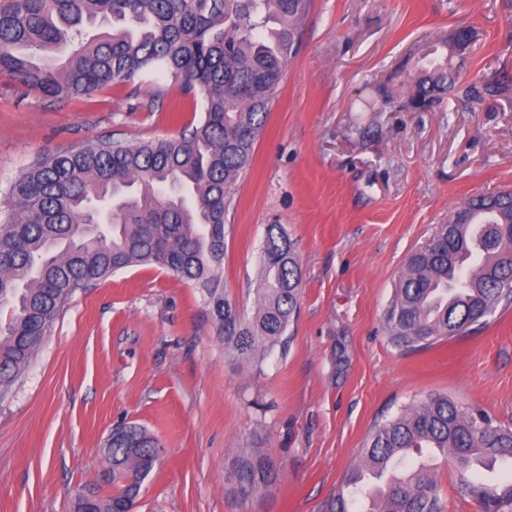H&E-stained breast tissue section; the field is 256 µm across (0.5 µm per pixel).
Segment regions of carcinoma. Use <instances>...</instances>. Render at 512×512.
I'll use <instances>...</instances> for the list:
<instances>
[{"mask_svg": "<svg viewBox=\"0 0 512 512\" xmlns=\"http://www.w3.org/2000/svg\"><path fill=\"white\" fill-rule=\"evenodd\" d=\"M310 0H9L0 8V75L47 99L92 95L168 73L204 109L173 137L129 142L105 136L40 156L8 189L0 222V398L25 373L73 295L132 266L165 268L198 288L224 357L254 364L295 322L302 276L294 242L269 224L259 255L253 312L224 295L226 220L238 182L280 90ZM413 111L440 107L452 90L486 106L512 92V78L464 84L448 42L426 47L409 76ZM107 213L111 227L86 225ZM512 192L477 195L455 206L408 257L385 318L401 352L468 335L512 306ZM464 287H448L465 261ZM452 461L457 492L479 512H512V428L484 410L434 394L402 407L369 434L360 461L330 504L355 512L369 480L366 512H445L437 471L416 456ZM101 482L83 487L74 512H124L159 457L139 424L112 431ZM248 498L276 482L265 448H243L233 473Z\"/></svg>", "mask_w": 512, "mask_h": 512, "instance_id": "1", "label": "carcinoma"}]
</instances>
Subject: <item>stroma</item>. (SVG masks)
Listing matches in <instances>:
<instances>
[{
	"mask_svg": "<svg viewBox=\"0 0 512 512\" xmlns=\"http://www.w3.org/2000/svg\"><path fill=\"white\" fill-rule=\"evenodd\" d=\"M459 27L475 36L463 81L512 74V0H310L224 250V291L249 311L267 225L291 235L303 284L293 337L261 364L228 361L200 290L154 266L76 294L0 400V512H73L128 422L161 448L136 512H326L375 425L431 394L512 426V308L417 353L384 328L434 224L471 196L512 189V98L492 112L455 97L431 112L383 102ZM181 101L157 71L56 101L0 76V214L38 156L177 135L193 117ZM243 448L268 449L282 470L247 499L230 477Z\"/></svg>",
	"mask_w": 512,
	"mask_h": 512,
	"instance_id": "stroma-1",
	"label": "stroma"
}]
</instances>
